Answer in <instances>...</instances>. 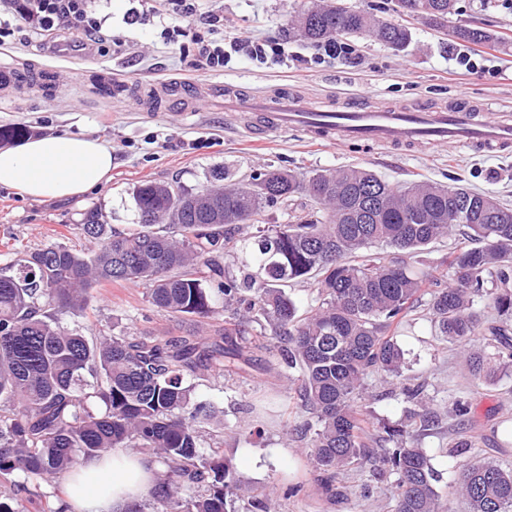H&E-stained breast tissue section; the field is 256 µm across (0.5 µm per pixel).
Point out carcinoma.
I'll return each mask as SVG.
<instances>
[{"mask_svg": "<svg viewBox=\"0 0 512 512\" xmlns=\"http://www.w3.org/2000/svg\"><path fill=\"white\" fill-rule=\"evenodd\" d=\"M421 18L440 21L456 0H416ZM290 29L311 43L348 44L368 35L400 50L412 33L399 21L351 8L336 13L334 0H312ZM455 39H493L466 25ZM30 130L1 126L0 144ZM211 174L195 191L177 183L142 181L130 189L134 227L118 231L102 207L83 214L79 229L91 247L48 245L20 256L0 273V512H23L27 483L70 471L80 460L112 448H134L162 466L148 498L154 512L185 502L184 512H236L243 492L234 466L200 450L203 425L215 406L195 397L187 375L224 366L247 344L269 350L266 331L284 341L282 356L297 406L312 419L292 430L308 438L313 467L325 494L347 496V472L373 468L395 475L390 512H448L437 493L430 459L416 431L383 425V443L365 441L364 378L401 376L404 351L389 336L430 296L439 331L460 346L490 333L491 354L470 353L476 379L512 367V207L466 187L414 182L392 187L372 170L348 166L307 178L266 170L224 185ZM306 198L315 207L294 224H264L265 212ZM367 221L351 211L369 203ZM461 231L447 274L399 263L378 245L417 253ZM242 252L252 271L229 276L212 254ZM314 280L317 308L298 310L289 283ZM494 281L495 312L505 321L485 327L476 300ZM141 282L156 308L181 317L208 318L216 303L231 313L224 345L195 336L158 343L150 336L88 339L60 324L55 309L83 311L97 284ZM16 473L27 482L11 480ZM453 485L469 512H512V469L481 460L460 465Z\"/></svg>", "mask_w": 512, "mask_h": 512, "instance_id": "cac0c4a2", "label": "carcinoma"}]
</instances>
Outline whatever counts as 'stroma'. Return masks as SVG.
<instances>
[{
	"instance_id": "35a3bbf8",
	"label": "stroma",
	"mask_w": 512,
	"mask_h": 512,
	"mask_svg": "<svg viewBox=\"0 0 512 512\" xmlns=\"http://www.w3.org/2000/svg\"><path fill=\"white\" fill-rule=\"evenodd\" d=\"M305 0H202L201 9L224 13L225 40L263 39L283 43L286 60L264 64L235 56L218 73L197 75L194 56L161 35L158 21L128 25L129 0H112L104 47H84L64 57L37 49L16 37L0 40V64L23 75L21 83L0 85V126H27L34 135L89 134L112 149L114 167L107 185L59 200H36L0 187V269L17 256L50 244L83 249L79 231L85 209L103 208L109 224L124 229L134 215L128 191L144 180L180 182L196 188L213 172L228 179L270 168L307 175L319 169L360 165L403 185L423 180L464 186L495 195L512 205V150L478 152L466 147H384L355 142L333 149L308 141L298 131L261 137L248 117L224 109L223 98L197 101L191 87L242 85L271 93L288 85L306 95L342 105L361 96L379 107L450 103L459 93L481 100L492 113L512 114V45L479 47L449 36L459 25L498 36H512V0H457L445 26L426 20L411 24L413 40L401 52L369 37L352 38L349 57L319 55L317 45L289 33V19ZM138 10L166 11L167 0H139ZM470 56L474 71L460 63ZM85 312L56 310L60 323L81 327L87 336L146 334L159 342L194 334L216 339L227 317L217 310L205 319H183L151 305L142 284L100 285ZM405 352L402 383L423 384L438 418L420 445L439 474L436 489L448 512H467L451 482L462 457L487 459L512 468V372L486 381L469 378L466 358L452 342L437 336L427 302L394 331ZM269 351L247 349L221 371L191 379L198 399L216 403L222 421L217 433L203 432L204 454L219 450L231 460L239 480L252 489L236 503L254 512L251 501L277 489V512H388L391 482L376 481L369 469L350 472L347 499L330 501L315 480L307 443L291 434L289 421L300 411L288 381V367L270 339ZM366 412L373 426L403 422L410 408L391 396L379 375L368 378ZM469 407L454 412L455 401ZM468 441L464 455L453 448ZM370 497H359L363 485Z\"/></svg>"
}]
</instances>
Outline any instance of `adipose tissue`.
Listing matches in <instances>:
<instances>
[{
	"mask_svg": "<svg viewBox=\"0 0 512 512\" xmlns=\"http://www.w3.org/2000/svg\"><path fill=\"white\" fill-rule=\"evenodd\" d=\"M113 164L101 138L47 135L0 149V186L35 199H65L105 184ZM155 482L154 465L126 448L111 449L62 478L70 512H125Z\"/></svg>",
	"mask_w": 512,
	"mask_h": 512,
	"instance_id": "obj_1",
	"label": "adipose tissue"
}]
</instances>
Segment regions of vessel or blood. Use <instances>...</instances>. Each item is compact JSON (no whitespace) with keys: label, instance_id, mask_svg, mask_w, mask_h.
<instances>
[{"label":"vessel or blood","instance_id":"obj_1","mask_svg":"<svg viewBox=\"0 0 512 512\" xmlns=\"http://www.w3.org/2000/svg\"><path fill=\"white\" fill-rule=\"evenodd\" d=\"M224 107L254 112L267 129H297L332 147L364 141L381 146H466L484 151L512 148V117L477 111L467 102L451 108L326 109L299 95L241 96L233 87L224 91Z\"/></svg>","mask_w":512,"mask_h":512}]
</instances>
